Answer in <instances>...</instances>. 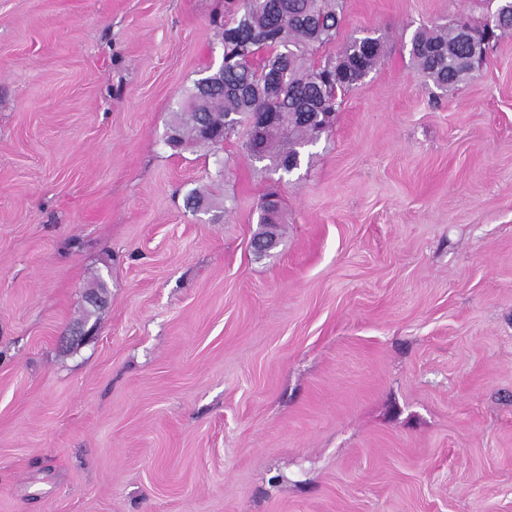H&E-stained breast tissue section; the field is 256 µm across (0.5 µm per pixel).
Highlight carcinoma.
Wrapping results in <instances>:
<instances>
[{
    "label": "carcinoma",
    "mask_w": 512,
    "mask_h": 512,
    "mask_svg": "<svg viewBox=\"0 0 512 512\" xmlns=\"http://www.w3.org/2000/svg\"><path fill=\"white\" fill-rule=\"evenodd\" d=\"M224 20V60L220 68L194 82L185 109L172 126L167 143L218 146L247 128L242 149L259 154L280 170L299 166V148L328 129L338 94L352 89L384 58L381 39L351 40L324 62L314 52L336 42L346 0H228ZM486 12L504 14L498 28L475 29L461 38L463 17L412 36L409 53L421 75L441 89L470 78L475 47L512 34V0H486ZM260 112H275L266 126L253 124ZM277 193L262 200L258 235L274 234L279 220Z\"/></svg>",
    "instance_id": "1"
}]
</instances>
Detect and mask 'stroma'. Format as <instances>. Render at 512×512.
I'll return each instance as SVG.
<instances>
[{
    "label": "stroma",
    "instance_id": "35a3bbf8",
    "mask_svg": "<svg viewBox=\"0 0 512 512\" xmlns=\"http://www.w3.org/2000/svg\"><path fill=\"white\" fill-rule=\"evenodd\" d=\"M485 11L347 0L386 57L286 174L166 143L224 0H0V512H512V35L409 55ZM490 12L506 15L507 22L498 28H477L469 41L461 38L460 26L468 22L463 17L432 29H418L412 36L409 53L421 75L441 89L455 87L469 79L470 60L475 47L512 34V0H487L486 13ZM271 198H275V201H270L269 206L266 207L267 201ZM261 216L259 220V224L262 226L260 232L257 233L255 237L263 236L266 234H271L274 236V232L276 233V228L278 224V214H279V206L277 200V193L275 191L268 192L262 200L261 206ZM275 237V236H274Z\"/></svg>",
    "mask_w": 512,
    "mask_h": 512
}]
</instances>
